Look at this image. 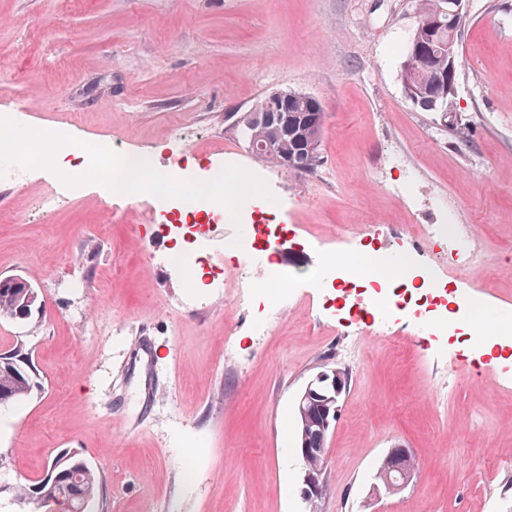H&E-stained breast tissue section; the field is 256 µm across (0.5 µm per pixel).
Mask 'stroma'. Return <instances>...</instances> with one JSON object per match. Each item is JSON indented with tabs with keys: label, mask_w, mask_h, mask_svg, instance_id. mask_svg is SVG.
<instances>
[{
	"label": "stroma",
	"mask_w": 512,
	"mask_h": 512,
	"mask_svg": "<svg viewBox=\"0 0 512 512\" xmlns=\"http://www.w3.org/2000/svg\"><path fill=\"white\" fill-rule=\"evenodd\" d=\"M417 0H0V109L35 129L220 168L225 153L264 178L269 218L295 236L292 286L263 288L280 253L225 262L250 224H211L220 288L187 290L173 241L130 201L90 184L68 193L47 169L0 179V278L43 310L0 319V353L21 346L37 386L0 406V512L58 451L97 472V512H512V362L478 365L417 318L383 308L347 320L318 282L328 258L364 243L493 319H512V0H464L449 115L406 98L401 65ZM295 91L326 113L320 166L253 155L226 115ZM60 194L58 207L46 196ZM471 225L449 250L409 227ZM259 284L243 300L241 280ZM347 376L328 435L324 489L302 495L297 400L313 376ZM393 448L415 475L375 494ZM194 455L185 476L181 460Z\"/></svg>",
	"instance_id": "1"
}]
</instances>
